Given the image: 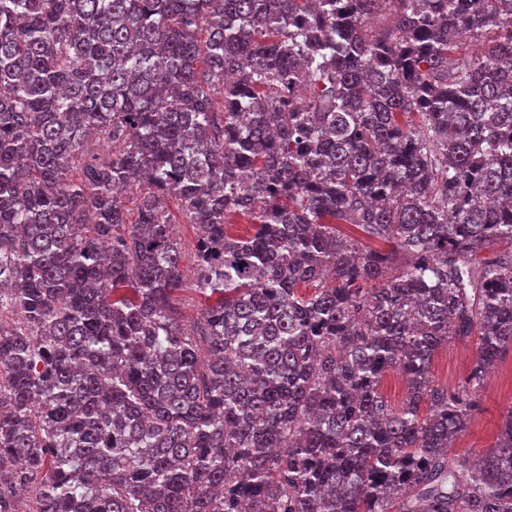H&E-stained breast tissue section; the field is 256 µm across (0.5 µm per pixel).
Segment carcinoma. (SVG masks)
<instances>
[{
	"label": "carcinoma",
	"instance_id": "carcinoma-1",
	"mask_svg": "<svg viewBox=\"0 0 512 512\" xmlns=\"http://www.w3.org/2000/svg\"><path fill=\"white\" fill-rule=\"evenodd\" d=\"M5 310L0 512H512V0H0ZM166 209L175 223V236L181 252L180 266L184 275L181 289L173 295L174 304L179 312L181 324L189 328L196 323L205 304L204 298L196 290L194 278L197 230L193 224H187L177 199L169 197ZM475 359V346L450 341L443 345L433 358L432 377L436 385L454 390L461 385ZM480 408L468 430L455 444V453L481 454L495 442L502 416L512 405V349L506 350L483 385ZM382 392L396 407H400L405 399L407 388L404 379L396 373L390 372L381 382Z\"/></svg>",
	"mask_w": 512,
	"mask_h": 512
}]
</instances>
